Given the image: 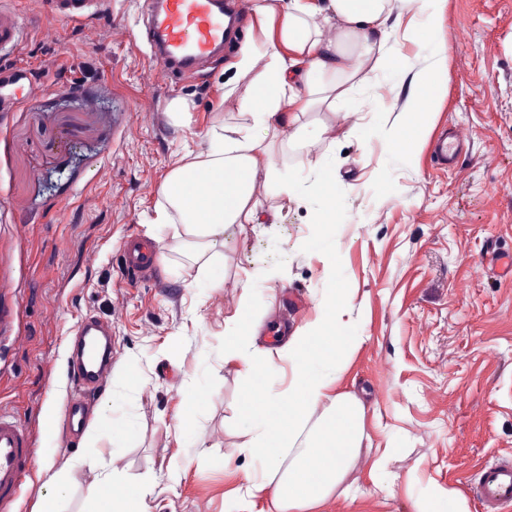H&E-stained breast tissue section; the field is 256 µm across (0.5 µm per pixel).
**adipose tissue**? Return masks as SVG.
<instances>
[{"label": "adipose tissue", "mask_w": 512, "mask_h": 512, "mask_svg": "<svg viewBox=\"0 0 512 512\" xmlns=\"http://www.w3.org/2000/svg\"><path fill=\"white\" fill-rule=\"evenodd\" d=\"M438 0H251L252 33L262 51L243 52L236 81L224 91V105L237 109L245 121L217 133L219 148L199 153L174 167L163 194L180 216L173 248L192 252L206 270H213L212 250L224 241L231 224L256 221L259 189L276 187L292 199L296 191L281 180L274 164L279 136L299 143L311 133L307 112L335 105L349 81L366 82L370 75H392L405 89L406 110L419 136H427L432 119L446 95L438 78L446 68L445 48L434 50L429 65H398L396 50L411 37L402 24L401 6L413 9L422 29L433 30ZM206 179L207 193L195 191ZM346 297H330L316 319L295 332L284 347L293 368L285 396L267 387L264 367L248 362L254 385L244 403L240 422L245 444L260 463L262 477L253 489L271 491L270 512H309L327 500L344 482L358 456L365 418L362 401L337 390L336 375L345 352L361 336L344 324ZM315 434L296 449L289 466L282 455L310 418Z\"/></svg>", "instance_id": "ef3b65f1"}]
</instances>
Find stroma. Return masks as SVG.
Here are the masks:
<instances>
[{"mask_svg": "<svg viewBox=\"0 0 512 512\" xmlns=\"http://www.w3.org/2000/svg\"><path fill=\"white\" fill-rule=\"evenodd\" d=\"M142 2L109 0L94 20L60 22L42 0H13L29 26L0 56V86L27 74L24 99L0 107V409L35 448L14 512H41L51 498L58 512H95L91 491L111 476L151 485L145 512H260L267 496L251 492L259 466L238 422L252 374L225 338L254 332L252 358L285 391L292 371L279 350L330 288L349 299L363 338L338 386L366 417L349 494L316 512H412V496L430 490L481 512L468 482L512 460V278L489 260L512 254V0H444L434 38L401 41L409 63L437 44L448 53V94L426 142L381 75L352 91L375 105L357 114L356 135L340 113L309 114L333 127L336 146L279 145L276 165L301 193L260 194L259 223L225 229L220 287L172 252L162 188L174 160L240 122L220 105L224 86L243 48L262 44L244 34L198 72L169 75L143 40ZM177 102L189 125L172 118ZM454 129L464 143L448 171L433 146ZM330 154L339 190L328 253L312 245L322 203L308 186ZM132 233L166 255L162 285L123 279L117 255ZM258 267L265 278L244 293ZM88 315L112 327V366L72 443L69 341Z\"/></svg>", "mask_w": 512, "mask_h": 512, "instance_id": "obj_1", "label": "stroma"}]
</instances>
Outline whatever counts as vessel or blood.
Returning a JSON list of instances; mask_svg holds the SVG:
<instances>
[{
	"instance_id": "1",
	"label": "vessel or blood",
	"mask_w": 512,
	"mask_h": 512,
	"mask_svg": "<svg viewBox=\"0 0 512 512\" xmlns=\"http://www.w3.org/2000/svg\"><path fill=\"white\" fill-rule=\"evenodd\" d=\"M52 19L78 22L101 9V0H44ZM145 38L158 65L185 73L232 43L243 19L239 0H144ZM24 33L22 19L0 6V49L12 46ZM122 265L128 280H157L158 255L138 239L123 246ZM112 363V339L103 323L87 319L72 338L71 380L78 390L64 411L71 437L89 421L86 397L103 382ZM34 458L30 435L12 416L0 412V512L14 506ZM472 490L483 512H512V462H498L479 473Z\"/></svg>"
}]
</instances>
